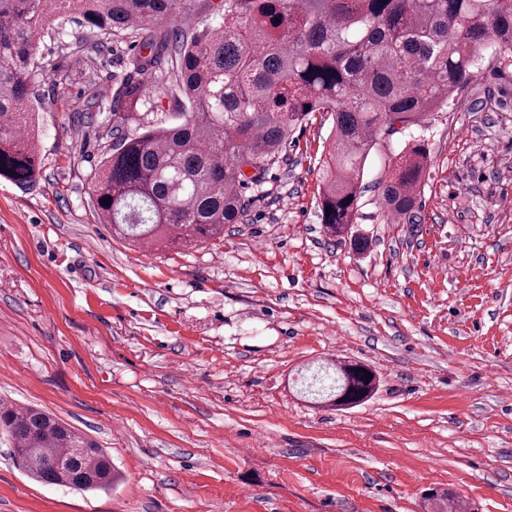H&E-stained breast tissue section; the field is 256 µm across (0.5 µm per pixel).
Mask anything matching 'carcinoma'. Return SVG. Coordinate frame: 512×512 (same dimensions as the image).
<instances>
[{"label":"carcinoma","mask_w":512,"mask_h":512,"mask_svg":"<svg viewBox=\"0 0 512 512\" xmlns=\"http://www.w3.org/2000/svg\"><path fill=\"white\" fill-rule=\"evenodd\" d=\"M184 2L0 0V178L19 186L36 179V53L69 20L138 42L114 100L116 122L131 131L94 172L91 190L115 235L150 246L223 237L224 225L247 208L244 190L261 182L315 112L333 117L319 167V217L328 237L341 238L357 219L379 137L447 106L475 77L485 49L512 66V0H224L199 31L156 32ZM151 88L170 97L175 120H146ZM427 165L418 141L386 159L382 223H415ZM364 368L343 363L309 392L340 409L361 405L376 392ZM0 427L12 439L14 465L33 480L77 491L112 487L104 449L52 415L0 403ZM426 500L467 512L448 490Z\"/></svg>","instance_id":"cac0c4a2"}]
</instances>
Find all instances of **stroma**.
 I'll return each instance as SVG.
<instances>
[{
  "label": "stroma",
  "mask_w": 512,
  "mask_h": 512,
  "mask_svg": "<svg viewBox=\"0 0 512 512\" xmlns=\"http://www.w3.org/2000/svg\"><path fill=\"white\" fill-rule=\"evenodd\" d=\"M135 45L74 22L44 38L40 174L0 178V401L106 448V491L41 484L0 430V512H427L449 488L512 512V67L422 126L380 136L355 232L328 239L313 113L222 238L136 247L92 204L122 129L109 110ZM425 145L417 221L384 224L388 155ZM359 360L378 389L337 411L303 398L311 364Z\"/></svg>",
  "instance_id": "obj_1"
}]
</instances>
